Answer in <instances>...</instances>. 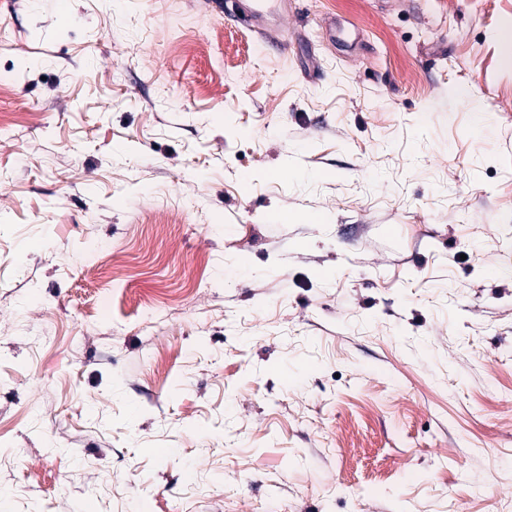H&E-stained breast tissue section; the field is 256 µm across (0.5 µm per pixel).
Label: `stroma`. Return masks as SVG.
<instances>
[{
	"label": "stroma",
	"mask_w": 512,
	"mask_h": 512,
	"mask_svg": "<svg viewBox=\"0 0 512 512\" xmlns=\"http://www.w3.org/2000/svg\"><path fill=\"white\" fill-rule=\"evenodd\" d=\"M71 3L0 0V512H512V0Z\"/></svg>",
	"instance_id": "stroma-1"
}]
</instances>
